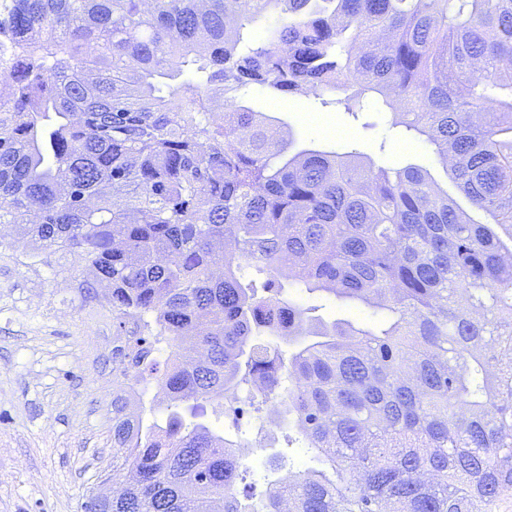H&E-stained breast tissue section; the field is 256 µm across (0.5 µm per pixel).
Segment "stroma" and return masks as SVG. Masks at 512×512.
Segmentation results:
<instances>
[{
    "label": "stroma",
    "instance_id": "1",
    "mask_svg": "<svg viewBox=\"0 0 512 512\" xmlns=\"http://www.w3.org/2000/svg\"><path fill=\"white\" fill-rule=\"evenodd\" d=\"M329 92L271 96L251 89L255 111L289 129L297 148L358 152L400 168L431 166L430 147L382 114L352 116ZM0 512H83L98 477L112 470V401L123 379L107 289L87 303L78 288L85 262L76 251L46 250L33 267L16 252L33 249L0 224Z\"/></svg>",
    "mask_w": 512,
    "mask_h": 512
}]
</instances>
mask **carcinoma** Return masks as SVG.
<instances>
[{"mask_svg":"<svg viewBox=\"0 0 512 512\" xmlns=\"http://www.w3.org/2000/svg\"><path fill=\"white\" fill-rule=\"evenodd\" d=\"M251 86L391 112L487 222L425 167L294 149ZM0 224L82 252L126 337L112 498L85 512H486L512 489V0H0ZM150 381L232 431L126 411ZM261 381L316 466L258 494L228 401ZM303 304L305 307L321 306L319 310L311 313L312 316H319L324 319H348L351 321L365 322L371 313L366 309H360L352 304H342L333 296L326 293H314L312 295H304Z\"/></svg>","mask_w":512,"mask_h":512,"instance_id":"cac0c4a2","label":"carcinoma"}]
</instances>
